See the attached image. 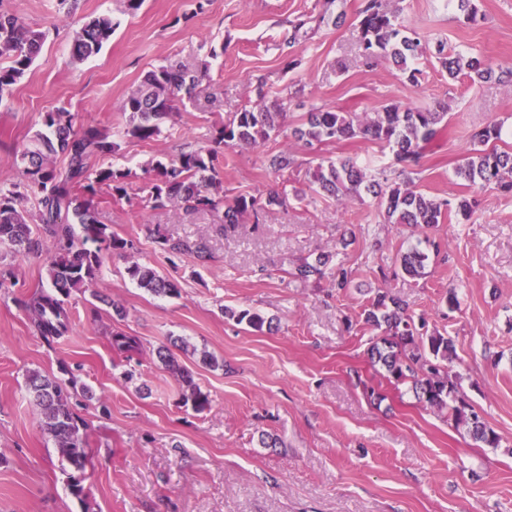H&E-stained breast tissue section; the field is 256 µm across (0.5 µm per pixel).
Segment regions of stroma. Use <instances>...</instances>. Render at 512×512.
<instances>
[{
  "mask_svg": "<svg viewBox=\"0 0 512 512\" xmlns=\"http://www.w3.org/2000/svg\"><path fill=\"white\" fill-rule=\"evenodd\" d=\"M481 19L463 22L450 0H382L399 9L422 40L483 54L512 67V0H475ZM361 0H81L71 14L58 0H0L47 38L25 78L0 98V190L22 182L19 155L42 113L67 111L77 124L117 134L105 165L130 171V200L108 188L94 198L98 219L134 240L130 257H104L93 292H72L67 336L46 343L19 301L47 285V251L16 257L14 284L0 288V512H512V196L488 189L467 224L421 233L385 223L370 195L339 204L311 193L302 178L278 174L270 155L288 151L301 168L349 158L373 173L390 166L389 148L364 140L303 146L291 135L306 108L378 112L399 102L448 105L447 125L425 149L412 179L435 198L464 195L455 174L487 122L512 131V86L449 80L433 59H420L418 85L388 60L359 55ZM107 13L117 27L101 52L74 61L72 36L85 17ZM343 23H336V16ZM208 61L192 100L176 104L150 143L122 136L121 107L149 70ZM285 103L279 132L255 148L222 147L215 167V210H153L144 203L143 172L204 141L213 125L258 98ZM284 191L287 204L247 215L224 230L222 205L234 196ZM200 242L205 253L170 256L160 238ZM440 244L424 276L399 270L401 254ZM329 256L350 273L348 288L291 276L296 263ZM173 279L179 295L140 288L130 262ZM402 299L427 333L455 344L458 393L500 437L476 443L446 414L424 407L411 384L389 381L367 350L377 332L361 314L377 290ZM125 311L117 318L110 308ZM250 310L270 320L252 330L226 316ZM137 337L127 359L113 332ZM179 339L180 364L209 406L181 401L182 385L156 358ZM223 359L213 369L199 351ZM69 368L88 396L74 411L86 426L91 461L84 497L39 427L25 389L28 371L60 376ZM276 438L267 448L262 436Z\"/></svg>",
  "mask_w": 512,
  "mask_h": 512,
  "instance_id": "1",
  "label": "stroma"
}]
</instances>
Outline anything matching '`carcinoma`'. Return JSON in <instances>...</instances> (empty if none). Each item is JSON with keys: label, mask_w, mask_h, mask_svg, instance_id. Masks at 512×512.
<instances>
[{"label": "carcinoma", "mask_w": 512, "mask_h": 512, "mask_svg": "<svg viewBox=\"0 0 512 512\" xmlns=\"http://www.w3.org/2000/svg\"><path fill=\"white\" fill-rule=\"evenodd\" d=\"M357 19L363 62L368 65L389 57L414 86L419 83L421 70L411 63L426 55L434 58L452 79L462 74L473 85L512 81V69L497 70L482 55L452 53L443 40L433 45L422 41L417 32H409L401 24L398 11L385 9L380 0H363ZM115 26L116 22L107 14L88 18L73 36L72 56L82 61L97 55L111 39ZM44 39L45 33L29 29L17 16L0 13V57L9 60V65L0 66V99L33 64ZM207 75L205 62L194 70L170 64L149 71L124 101L122 112L127 114L124 135L140 142L154 140L161 133V121L172 112L175 100L191 98L193 89ZM286 115L280 102L269 107H244L214 128L209 144L183 152L170 161H151L144 169L148 179L147 206L164 209L179 204L194 211L214 208L212 189L218 183L214 165L216 147L255 146L278 131ZM446 116L447 107L441 104L432 109L391 104L365 117L355 112L314 107L293 128L297 140L309 147L357 138L381 143L392 152L403 179L397 182L384 169L371 174L350 160H340L321 161L308 168L304 182L311 192L339 203L359 198L363 192L371 194L378 199L387 224L422 229L446 220L468 222L474 215L470 199H436L411 187V174L420 166L426 145L436 138ZM41 126L31 146L20 155L24 186L37 201V211L32 215L35 222H29L32 216L20 207L24 199L20 186L0 192V249L22 256L42 250L44 240H49L47 288L22 305L33 315L37 334L51 343L70 330L65 298L95 284L104 255L124 256L133 250L132 241L113 234L108 225L97 219L93 206L98 187L105 185L112 190L113 198L128 200L132 186L128 172L99 165L100 160L118 149V143L108 133L93 126L74 128V115L69 112H45L41 115ZM504 135L506 131L498 121H491L473 133L475 148L456 167V175L468 183V188L512 194V152L497 147ZM268 164L278 173L297 168L294 156L286 151L271 155ZM285 203L286 197L275 189L269 190L262 201L240 195L225 207L224 223L232 227L246 214ZM89 242L95 248H88ZM163 245L172 255L204 250L201 244L193 247L180 239L165 238ZM428 260V254L414 250L402 255L400 266L407 275L419 277L424 275ZM327 263L328 259L322 257L314 263L304 262L295 268L294 276L302 280L320 279L325 276ZM127 272L139 287L155 295L178 293L172 281L151 267L134 262ZM225 314L255 330L262 329L266 322L262 315L248 310L227 309ZM364 320L382 331L368 348L371 363L380 365L396 381H411L421 403L448 412L455 425L467 429L476 442L498 446V434L477 412L467 416V404L455 397L456 385L449 370L455 353L452 339L439 333L425 339L420 337L406 304L386 291L376 293L370 308L364 311ZM112 347L130 358L139 349V342L114 332ZM156 355L165 369L180 376L184 404L197 411L209 406V395L168 347H159ZM26 390L39 407L41 430L53 441L58 454L76 471H84L90 461L89 442L73 410V400L77 397L75 378L63 380L32 371L26 378Z\"/></svg>", "instance_id": "cac0c4a2"}]
</instances>
